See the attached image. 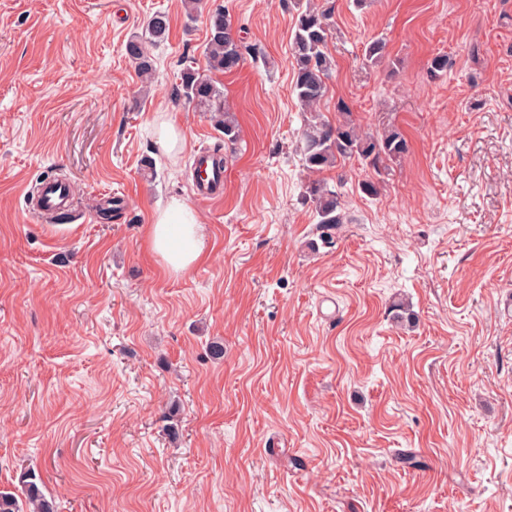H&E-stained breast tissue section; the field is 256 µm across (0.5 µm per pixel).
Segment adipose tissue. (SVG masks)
<instances>
[{
	"label": "adipose tissue",
	"instance_id": "obj_1",
	"mask_svg": "<svg viewBox=\"0 0 512 512\" xmlns=\"http://www.w3.org/2000/svg\"><path fill=\"white\" fill-rule=\"evenodd\" d=\"M149 242L162 258L165 270L175 274L191 269L207 249L195 212L179 200L156 214L149 229Z\"/></svg>",
	"mask_w": 512,
	"mask_h": 512
}]
</instances>
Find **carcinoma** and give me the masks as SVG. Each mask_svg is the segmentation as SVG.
Instances as JSON below:
<instances>
[{
    "label": "carcinoma",
    "instance_id": "obj_1",
    "mask_svg": "<svg viewBox=\"0 0 512 512\" xmlns=\"http://www.w3.org/2000/svg\"><path fill=\"white\" fill-rule=\"evenodd\" d=\"M334 8L330 0L307 2L298 6L292 38L293 92L304 114L301 155L308 180L303 201L311 203L316 224L331 236L346 223L341 193L320 177L337 163L357 158L378 172L387 163L397 161L409 153V144L401 131L394 126L380 132H370L350 118L348 106L338 103L343 120L336 123L323 118L319 107L327 92L331 59L328 54V37L333 26ZM169 27L167 15L158 12L146 21L148 38L133 36L127 44V53L135 60L141 73H151L152 65L146 52V40L164 39ZM208 37L205 56L212 71L231 72L243 59L242 46L232 33L224 10L217 8L207 17ZM385 45L376 40L365 44L363 62L378 65L384 57ZM180 96L203 112L218 114L224 129V142L233 144L239 136L238 126L232 116L224 111L223 90L207 74L188 67L181 74ZM41 478L28 470L19 478L15 492L0 491V512H59L55 500L47 498L41 488Z\"/></svg>",
    "mask_w": 512,
    "mask_h": 512
}]
</instances>
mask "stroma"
I'll use <instances>...</instances> for the list:
<instances>
[{
  "mask_svg": "<svg viewBox=\"0 0 512 512\" xmlns=\"http://www.w3.org/2000/svg\"><path fill=\"white\" fill-rule=\"evenodd\" d=\"M333 5L321 112L410 150L325 171L347 222L323 245L294 0H0V491L32 469L60 512H512V0ZM217 7L244 46L215 76L229 146L178 91ZM157 12L146 83L126 44ZM218 146L224 196L202 200ZM50 170L66 231L29 199ZM175 198L208 250L182 274L148 241ZM215 165L223 166L224 157L217 152L213 154ZM209 154L201 152L195 159L194 180L199 199H220L224 196V167H215Z\"/></svg>",
  "mask_w": 512,
  "mask_h": 512,
  "instance_id": "1",
  "label": "stroma"
}]
</instances>
